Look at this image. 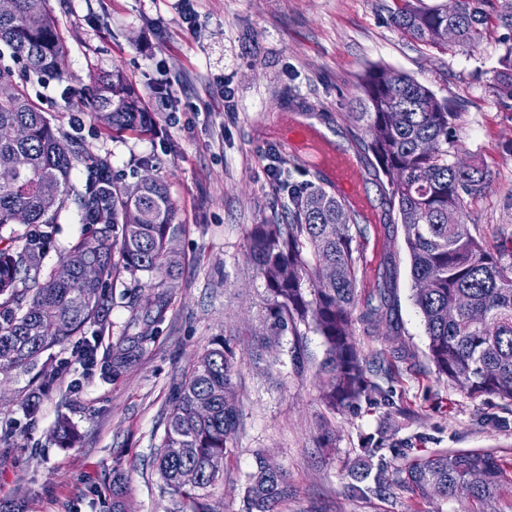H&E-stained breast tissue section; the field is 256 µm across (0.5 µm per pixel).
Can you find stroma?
<instances>
[{"label": "stroma", "mask_w": 512, "mask_h": 512, "mask_svg": "<svg viewBox=\"0 0 512 512\" xmlns=\"http://www.w3.org/2000/svg\"><path fill=\"white\" fill-rule=\"evenodd\" d=\"M391 0H50L65 47V74L40 88L54 123L98 156L127 184L142 175L141 159L167 182L185 232V264L169 290L161 323L137 321L131 297L138 287L122 274L112 287L111 325L104 336L87 326L106 354L125 337L148 332L133 365L107 380L72 366L46 393L33 419L23 421L11 447H0V512H108L112 467L121 463L128 512H167L154 463L173 383L189 373L218 338L236 353L234 386L240 423L224 478L212 489L215 512H245L244 486L255 450L287 474L295 495L278 512H471L464 498L414 503L392 489L349 495L347 474L377 431L411 442L412 456L486 450L512 463V402L472 397L441 379L426 357L425 327L413 300L401 236L389 241L399 260L403 334L360 337L368 362L402 344L410 361L395 363L384 386L389 401L360 403L327 414L318 396L321 336L273 340V373L258 362L264 282L246 259L252 225L288 220V199L266 168L280 152L270 127L290 126L287 100L297 97L330 113L329 126L349 144L346 120L357 77L381 64L402 70L457 105V155L491 174L468 221L488 239L512 237V99L499 96L494 75L504 53L503 28H489L473 49L419 45L387 23ZM121 70L150 107L151 135L105 131L88 101L99 76ZM170 83L159 99L154 84ZM300 346L303 367L293 364ZM81 438L72 447L51 439L58 414ZM327 419L335 448L320 447L317 425Z\"/></svg>", "instance_id": "obj_1"}]
</instances>
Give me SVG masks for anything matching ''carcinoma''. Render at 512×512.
Wrapping results in <instances>:
<instances>
[{
  "label": "carcinoma",
  "mask_w": 512,
  "mask_h": 512,
  "mask_svg": "<svg viewBox=\"0 0 512 512\" xmlns=\"http://www.w3.org/2000/svg\"><path fill=\"white\" fill-rule=\"evenodd\" d=\"M386 11L404 35L436 48L448 46L450 26L457 31L455 45L464 49L479 43L493 23L512 32V0H453L451 8L393 0ZM504 40L494 88L512 98V37ZM5 52L22 63L24 74L20 78L0 66V86L9 89L0 95V130L12 132L0 138V171H8L18 155L27 165L0 180V379L30 375L18 404L27 420L38 410L41 391L63 370L49 368L54 347L81 340L92 369L108 380L135 361L151 337L133 336L100 359L85 327L96 323L105 329L110 282L122 271L147 279L150 291L135 299L142 320H163L171 301L165 283L178 278L183 265L177 244L185 225L176 222L165 183L152 177L127 185L109 177L107 161L62 134L31 95L29 87L44 76L62 75L65 49L49 0H13L12 11L0 13V55ZM351 104L349 117L368 133L366 139L354 136L351 148L365 179L381 188L379 211L369 219L319 170L316 183L281 179L288 191V223L252 225L246 251L265 284L261 336L300 337L304 326L323 337L320 401L332 413L388 396L357 343L358 335L373 336L383 327L394 339L401 335L394 253L381 249L369 285L359 277L367 264L365 229L374 220L386 238L402 233L427 358L436 373L470 396L512 402V247H489L477 226L467 224L468 203L485 194L488 182L483 169L461 168L450 151L457 119L452 102L400 70L373 66L360 78ZM92 108L115 132H146L151 126L144 101L118 70L98 78ZM426 140L435 144L430 155L420 151ZM79 164L86 175L74 192L71 174ZM70 198L87 228L65 252L73 275L62 281L53 272L43 274L42 264ZM15 224L31 231L18 234ZM86 263L98 268L93 281L81 276ZM235 366V353L221 339L172 389L156 456L158 474L175 501L172 512H214L210 488L223 472L209 469L207 461L228 453L239 425ZM56 434L63 446L76 441L67 415H60ZM168 448L182 453L172 457ZM360 453L363 469L350 471L346 485L354 495L399 487L415 500L464 497L475 503L474 512H485L512 491V478L490 452L433 454L394 468L391 461L407 457L408 449L381 435L369 438ZM187 471L196 475L191 484L183 481ZM125 494L117 475L112 512H126ZM293 494L283 470L256 453L244 487L246 512H277Z\"/></svg>",
  "instance_id": "cac0c4a2"
}]
</instances>
